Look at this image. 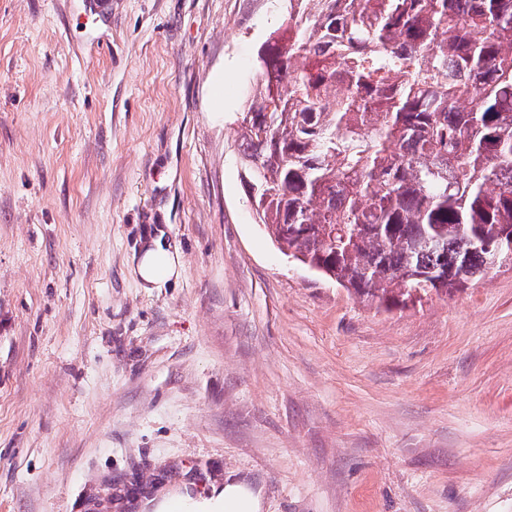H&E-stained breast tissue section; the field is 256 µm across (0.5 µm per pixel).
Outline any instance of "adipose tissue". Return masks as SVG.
Returning <instances> with one entry per match:
<instances>
[{
  "mask_svg": "<svg viewBox=\"0 0 512 512\" xmlns=\"http://www.w3.org/2000/svg\"><path fill=\"white\" fill-rule=\"evenodd\" d=\"M181 255L178 248L163 244L161 238L142 239L135 256V271L144 288H155L179 275ZM263 492L251 480L227 475L223 486L209 495L170 497L160 502L155 512H262Z\"/></svg>",
  "mask_w": 512,
  "mask_h": 512,
  "instance_id": "adipose-tissue-1",
  "label": "adipose tissue"
}]
</instances>
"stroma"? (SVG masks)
I'll return each mask as SVG.
<instances>
[{"mask_svg": "<svg viewBox=\"0 0 512 512\" xmlns=\"http://www.w3.org/2000/svg\"><path fill=\"white\" fill-rule=\"evenodd\" d=\"M96 2L0 0V512L229 471L264 512H512V267L386 311L289 261L238 123L288 0ZM138 252L133 255L134 270L140 279L141 288H157L177 277L181 269V255L177 246L162 243L161 236L141 239Z\"/></svg>", "mask_w": 512, "mask_h": 512, "instance_id": "35a3bbf8", "label": "stroma"}]
</instances>
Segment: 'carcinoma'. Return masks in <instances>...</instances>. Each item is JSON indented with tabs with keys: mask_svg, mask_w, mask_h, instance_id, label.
<instances>
[{
	"mask_svg": "<svg viewBox=\"0 0 512 512\" xmlns=\"http://www.w3.org/2000/svg\"><path fill=\"white\" fill-rule=\"evenodd\" d=\"M241 117L285 255L407 308L512 265V0H288Z\"/></svg>",
	"mask_w": 512,
	"mask_h": 512,
	"instance_id": "obj_1",
	"label": "carcinoma"
}]
</instances>
